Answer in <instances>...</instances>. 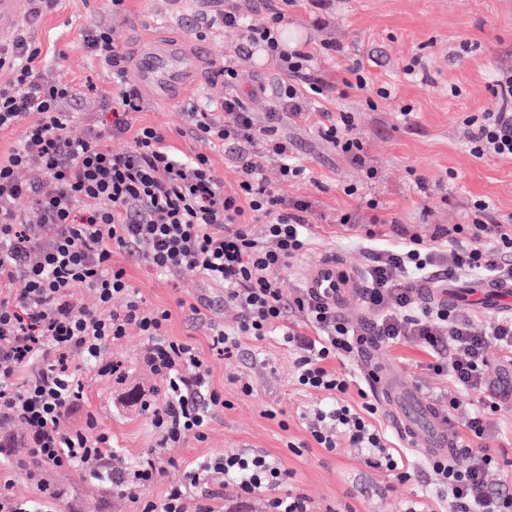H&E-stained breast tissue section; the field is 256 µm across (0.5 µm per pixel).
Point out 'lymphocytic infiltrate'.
<instances>
[{
  "label": "lymphocytic infiltrate",
  "mask_w": 512,
  "mask_h": 512,
  "mask_svg": "<svg viewBox=\"0 0 512 512\" xmlns=\"http://www.w3.org/2000/svg\"><path fill=\"white\" fill-rule=\"evenodd\" d=\"M56 6L57 0H33L13 42L0 47V131L29 122L24 139L0 155V420L24 424V451L32 463L91 466L92 476L138 503L139 512H217L214 502L226 489L242 506L265 492L267 512H312L304 494L276 496L290 474L263 452L199 461L162 499L146 498L165 472L160 448L189 436L205 441L225 401L211 387L210 370L197 349L168 336L170 311L143 307L125 269L112 262L115 251H141L152 266L189 272L223 289L225 303L240 312L235 327L214 329L211 336L212 348L224 355L239 349L242 339L264 340L273 325L282 324L295 385L328 398L327 405L303 415L306 437L300 447L313 444L332 453L339 440H346L367 464L401 482L410 477L409 458L391 446L377 422L369 374L341 373L335 365L373 348L414 342L429 356L430 369L455 388L441 407L454 446L449 455L430 461L437 498L446 501L448 512H512V485L491 482L502 464L486 444L489 417L499 409L486 377L488 350L498 348L512 362V316L480 323L422 292L424 285L461 276L511 281L512 223L492 216L487 203L477 200L468 223L438 227L428 235L394 224L397 243L371 253L363 295L373 316L358 325L306 291L284 295L279 276L311 243L312 205L269 187L263 168L273 157L284 180L305 175L277 125L287 115L306 118L311 97L322 95L326 82L308 52L281 48V13L255 21L232 7L197 26L200 38L225 28L239 30L247 46L276 60L283 77L260 122L233 90L234 63L222 61L217 73L224 78L223 94L183 107L186 126L180 134L202 146L189 156L170 144L164 129L132 125L131 114L144 111L145 101L139 90L124 85V57L111 28L103 26L86 30L83 41L112 68L118 86L112 124L73 133L71 103L79 92L64 78L41 76L45 54L30 34ZM493 93L498 109L463 120L469 152L512 160V70L496 74ZM317 133L363 168L367 178H376L378 170L351 116L319 122ZM125 135L130 148L113 151V138ZM216 142L240 169L238 189L231 194L221 189L204 151ZM24 201L38 212V225L24 222ZM257 223L262 232H254ZM81 288L94 290L95 308L75 302ZM119 297L124 303L117 308L113 301ZM132 326L147 339L144 363L166 387L162 402L142 403L158 436L156 446L131 464L114 450L95 417L67 433L58 422L84 401V375L69 365V355L82 354L98 377H111L115 368L101 352L117 345ZM460 455L466 466L455 464Z\"/></svg>",
  "instance_id": "lymphocytic-infiltrate-1"
}]
</instances>
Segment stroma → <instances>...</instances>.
Wrapping results in <instances>:
<instances>
[{
  "label": "stroma",
  "mask_w": 512,
  "mask_h": 512,
  "mask_svg": "<svg viewBox=\"0 0 512 512\" xmlns=\"http://www.w3.org/2000/svg\"><path fill=\"white\" fill-rule=\"evenodd\" d=\"M254 19L280 11L284 22L301 35L307 51L332 87L317 99L313 112L349 113L363 138L368 155L378 170L375 184H367L360 167L338 155L316 132L313 121L283 119L279 133L292 141L298 158L308 169L306 179L283 181L280 163L264 164L267 183L289 198L310 200L314 211L311 244L283 274L284 291L300 287L301 274L328 253H336L357 270H366L370 248L356 241L353 231L333 224L339 210H357L358 199L343 194L347 184L361 186L363 194H374L384 220L419 230L434 224H461L474 200L487 202L495 216L512 215V160L488 154L473 157L468 151V129L463 116L494 109V73L512 69V0H326L316 9L314 0H238ZM208 0H127L126 10L112 15L107 0H59L57 7L34 27V36L48 50L40 72L64 75L84 87L93 83L98 91L77 101L76 130L112 122V71L85 48L81 34L97 25L112 28V41L124 55V80L139 86L135 59L154 43H177L187 53L202 58L187 74V99L220 95L215 62L235 57L238 90L248 108L264 115L271 92L283 74L275 61L263 63L239 59L241 34L226 29L198 39L194 28L212 13ZM338 42L342 50H325L324 42ZM368 60L365 72L375 86L390 95L369 103L361 91L337 90L356 59ZM414 74H405L407 64ZM410 108V119H402L401 108ZM135 124L166 129L172 143L184 153L197 150L196 141L178 137L184 127L181 104L147 100L144 112L135 114ZM422 176L427 195L418 194L413 183ZM112 260L123 266L131 285L146 306L168 309L170 336L198 348L210 369L213 388L231 401L217 411L209 424L208 438L199 442L186 438L162 449L170 465L153 485L150 497L162 498L170 485L183 482L185 472L199 460L243 450L262 451L293 472L291 485L311 501L314 512H401L406 501H428L434 479L426 463L413 459L411 477L399 482L382 468H372L357 449L340 443L336 452L310 447L291 452L289 441L304 439L302 416L323 406V393L301 391L292 381L293 359L279 336L271 334L256 342L243 340L238 352L224 357L211 348L214 327H229L237 319L235 308L225 305L224 294L201 277L151 267L141 256L114 253ZM200 315H192L191 305ZM145 338L129 330L117 346L108 347L107 358L120 361L126 373L124 385L113 384L87 373L85 407L93 412L98 427L112 438L127 460L133 461L156 444L149 417L140 407L124 401L129 389L162 391L164 381L150 373L141 357ZM385 366L401 374L417 394L439 404L451 389L445 377L426 366L428 357L413 344L386 349L379 354ZM249 382L250 394H242L234 378ZM0 477L9 479L14 497L40 500V483L57 491L56 512H136L128 497L112 492L107 483L81 469L51 470L32 462L11 460L0 467Z\"/></svg>",
  "instance_id": "stroma-1"
}]
</instances>
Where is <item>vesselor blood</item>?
I'll return each instance as SVG.
<instances>
[{"mask_svg":"<svg viewBox=\"0 0 512 512\" xmlns=\"http://www.w3.org/2000/svg\"><path fill=\"white\" fill-rule=\"evenodd\" d=\"M32 0H0V30L17 28L28 17ZM185 54L175 44H159L145 48L139 58L138 72L143 85L148 86L155 98L178 102L184 97ZM303 286L318 299L336 304L347 294L360 288L356 273L330 256L313 266L303 279ZM474 294L483 299L503 302L512 299V283L477 281L472 283ZM377 396L389 407L391 419L406 443H418L428 457L450 451L448 427L430 403L402 380L381 374L375 384Z\"/></svg>","mask_w":512,"mask_h":512,"instance_id":"1","label":"vessel or blood"}]
</instances>
